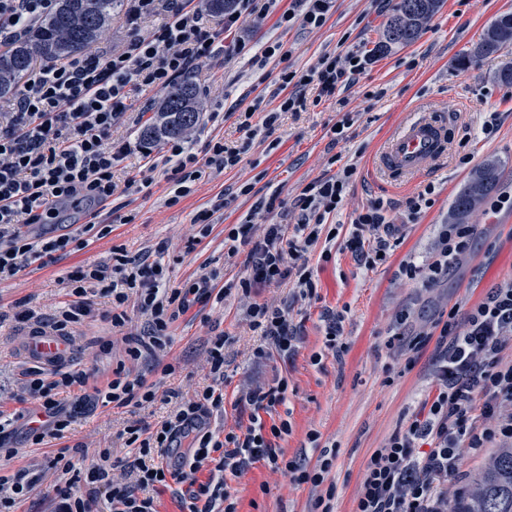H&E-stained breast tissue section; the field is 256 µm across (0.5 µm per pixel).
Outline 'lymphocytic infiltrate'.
<instances>
[{"mask_svg": "<svg viewBox=\"0 0 512 512\" xmlns=\"http://www.w3.org/2000/svg\"><path fill=\"white\" fill-rule=\"evenodd\" d=\"M276 0H238V6L218 22L206 19L200 0H129L126 22L138 26L148 16L160 24L146 36L133 38L119 50L72 56L49 67L32 68L8 111H0V281L9 279L32 261L57 253L67 254L84 246L72 233L32 237L31 226L60 224L70 209L84 208L88 229L98 237L112 231L100 218L112 200L115 185L112 169L125 148L113 144L112 128L130 109L131 93L167 90L183 73L201 68L223 55L248 53L239 34L242 15L264 19ZM55 0H0V44L20 37L49 14ZM361 53L324 54L316 65L298 73L281 69L278 88L284 93L277 109L267 112L261 128L251 123L252 110L241 114L240 126L249 137L272 132L282 113L306 107L305 88L317 98L333 99L352 84L363 69ZM353 166L336 174L322 175L307 183L294 205L300 211L298 224L266 225L256 235L251 218H243L229 229L224 243L229 254L248 247L246 274L237 287L243 295L284 282L293 283L301 298H317V286L308 267L307 253L319 240L333 242L326 233L330 215L342 207ZM399 232L387 216L383 201H375L356 213L344 241L345 249L358 265L371 269L381 264ZM476 235L472 224H445L438 234V249L427 266L405 261L400 272L407 278L433 283L465 257ZM214 274H207L189 288L167 285L166 268L160 261L129 256L113 249L111 267L78 266L67 275L70 299L50 324L60 335L74 333L90 315V294L112 300L106 316L121 329L130 317L128 300H136L139 311L149 315L146 338H126V355L133 360L171 339L169 328L195 303L211 298ZM246 317L265 344L255 355L267 357L269 350L291 356L301 334L287 309L265 302H252ZM225 337H216L209 351V373L213 383L195 400L182 403L159 427L132 426L127 430L133 446L125 466L136 474L134 484L114 480L109 453L86 471L74 470L66 460V449H58L54 464L71 477L57 487V512H93L94 496L83 495L81 483L104 488L110 512H158L156 495L170 482L189 483L188 512H239L229 477L243 475L262 462L292 483L326 485L331 458L320 455L314 468L285 459L277 439L288 434L286 420H273L283 404L287 379L268 388L246 392L250 423L241 431L216 435L204 418L224 405ZM512 345V281L489 289L466 315L450 309L443 322L433 356L434 388L425 390L405 427L376 449L353 500L352 512H448V482L462 476V451L481 453L488 445H512V362L502 353ZM86 374L56 371L47 382L31 372L26 393L42 400L47 419L34 429L36 442L63 438L70 426L68 416L57 408L53 392L84 383ZM105 397L115 406L143 405L157 399L153 385L141 376H131L117 365ZM215 471L201 481L196 477L204 463ZM313 512H333L335 486L326 485Z\"/></svg>", "mask_w": 512, "mask_h": 512, "instance_id": "1", "label": "lymphocytic infiltrate"}]
</instances>
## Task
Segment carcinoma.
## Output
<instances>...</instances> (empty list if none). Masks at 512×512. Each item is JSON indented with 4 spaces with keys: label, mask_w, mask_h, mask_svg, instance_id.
I'll list each match as a JSON object with an SVG mask.
<instances>
[{
    "label": "carcinoma",
    "mask_w": 512,
    "mask_h": 512,
    "mask_svg": "<svg viewBox=\"0 0 512 512\" xmlns=\"http://www.w3.org/2000/svg\"><path fill=\"white\" fill-rule=\"evenodd\" d=\"M122 0H56L52 12L0 52V97L14 94L36 62L50 66L91 47ZM440 0H400L388 21L381 47L407 46L422 34ZM512 45V13L501 15L485 32L475 50L462 57L469 66ZM200 90L191 76L177 80L162 95L156 115L140 137L147 145L185 137L200 120ZM496 189L492 164L477 171L455 196L450 221L466 224L476 204ZM449 512H512V447L499 448L475 472L465 491L450 498Z\"/></svg>",
    "instance_id": "1"
}]
</instances>
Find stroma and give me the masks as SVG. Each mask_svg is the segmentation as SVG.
Masks as SVG:
<instances>
[{"instance_id": "obj_1", "label": "stroma", "mask_w": 512, "mask_h": 512, "mask_svg": "<svg viewBox=\"0 0 512 512\" xmlns=\"http://www.w3.org/2000/svg\"><path fill=\"white\" fill-rule=\"evenodd\" d=\"M399 0H332L323 25L318 27L279 18L290 0H279L265 19L245 18L240 34L252 53L274 42L288 52L286 63L270 61L265 69L252 67L249 55L224 56L193 71L201 90L203 112L184 144L196 155L201 176L190 192L167 206L172 183L166 166L141 186L140 125L124 122L112 129L114 141L128 150L115 163L116 190L112 208L119 220L107 237L90 238L79 251L45 262L35 261L14 277L0 282V414L14 415L13 424L0 434V474L31 481L27 496L15 512H55L56 486L67 481L62 469L50 463L57 449L67 447L75 468L98 462L102 452L112 460L126 459L132 450L124 430L130 425H158L182 402L210 385L208 350L214 337L227 339L224 407L206 418L209 430L221 433L249 423L244 394L258 386L275 385L287 378L284 404L278 415L287 416L291 430L280 439L285 459L303 458L316 464L320 449L334 453L329 478L336 484L335 512H352L353 499L371 454L403 427L424 390L434 378L430 365L433 345L421 347L416 364L407 367L405 351L391 345L399 318L415 332H429L453 306L469 310L489 288L512 280V84L501 82L502 70L512 68V46L469 67L462 56L473 52L483 33L502 14L512 13V0H442L439 11L421 37L408 46L380 51L379 43ZM356 49L369 61L355 83L343 93L344 106L335 100L308 103L301 112L283 113L269 135L248 139L239 115L253 108V123L279 101L272 92L282 67L303 72L326 53ZM352 125L343 135L333 129L343 115ZM446 117L451 137L445 156L418 179L394 184L377 167L384 142L407 119L420 115ZM248 144L241 162L217 170L208 166L210 145ZM353 165L355 173L336 223L350 224L354 214L371 201L390 203L389 217L403 225V238L391 257L373 269L357 265L352 254L333 246L330 261L321 258V246L308 252L318 300L299 297L284 284L262 289L255 298L231 291L224 299L195 304L170 329L171 342L139 361L127 360L123 335L114 333L105 317V298L92 296V317L78 326L63 370L82 371L87 382L59 391L57 400L72 423L62 440L35 442L28 435V411L41 408L37 399L23 396L30 363L24 355L28 335L49 321L68 299V271L83 264L109 262L113 249L146 255L168 267L170 287L187 288L202 275L217 272L215 288L238 282L246 271V251L228 257L224 239L233 224L252 216L256 226L271 220L294 224L299 212L292 202L312 179L326 173L328 160ZM494 163L498 189L476 205L471 223L478 233L466 261L433 285L400 275L402 261L425 266L436 252L438 230L447 223L456 194L471 175ZM434 185V202L413 223H406L405 201L426 185ZM250 193H243V186ZM278 194L286 207L277 218L255 212L256 201ZM225 207H218V200ZM210 208V223L196 224L197 211ZM268 302L290 312L301 333L291 357L272 354L254 357L259 338L250 329L246 310L251 301ZM343 312V361L324 347V309ZM27 309L32 320L19 321ZM131 376H144L169 403L123 408L106 403L101 391L112 379L117 364ZM175 373L165 374L164 366ZM320 436L311 447L309 433ZM239 512H311L320 488L285 482L268 466L258 464L230 479Z\"/></svg>"}]
</instances>
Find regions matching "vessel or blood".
I'll return each instance as SVG.
<instances>
[{"label": "vessel or blood", "instance_id": "obj_1", "mask_svg": "<svg viewBox=\"0 0 512 512\" xmlns=\"http://www.w3.org/2000/svg\"><path fill=\"white\" fill-rule=\"evenodd\" d=\"M446 151V133L442 126L416 120L408 122L388 141L381 164L392 181L405 182L425 172L440 160ZM70 341L49 333H32L27 342L26 356L42 364H58L71 352Z\"/></svg>", "mask_w": 512, "mask_h": 512}]
</instances>
